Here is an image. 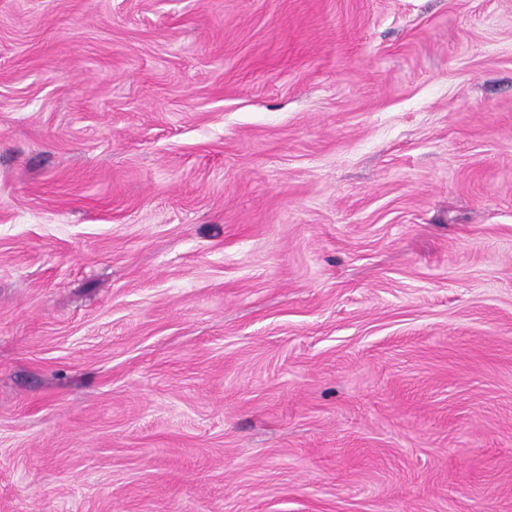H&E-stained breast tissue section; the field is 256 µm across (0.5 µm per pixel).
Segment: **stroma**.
<instances>
[{
	"label": "stroma",
	"mask_w": 512,
	"mask_h": 512,
	"mask_svg": "<svg viewBox=\"0 0 512 512\" xmlns=\"http://www.w3.org/2000/svg\"><path fill=\"white\" fill-rule=\"evenodd\" d=\"M0 512H512V0H0Z\"/></svg>",
	"instance_id": "1"
}]
</instances>
